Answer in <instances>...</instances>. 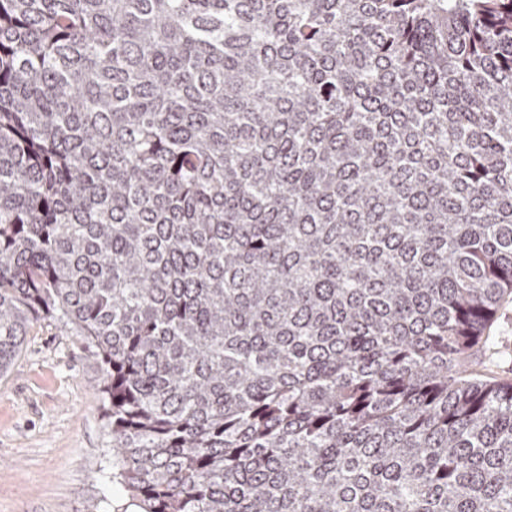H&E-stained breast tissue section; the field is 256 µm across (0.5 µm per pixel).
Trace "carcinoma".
I'll list each match as a JSON object with an SVG mask.
<instances>
[{"label": "carcinoma", "mask_w": 512, "mask_h": 512, "mask_svg": "<svg viewBox=\"0 0 512 512\" xmlns=\"http://www.w3.org/2000/svg\"><path fill=\"white\" fill-rule=\"evenodd\" d=\"M511 297L512 0H0V376L143 512H512ZM490 336H499L500 345L512 354V299L503 304L489 330Z\"/></svg>", "instance_id": "cac0c4a2"}]
</instances>
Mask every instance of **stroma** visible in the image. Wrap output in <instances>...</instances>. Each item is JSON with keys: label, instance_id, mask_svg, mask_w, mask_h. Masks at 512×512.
I'll list each match as a JSON object with an SVG mask.
<instances>
[{"label": "stroma", "instance_id": "35a3bbf8", "mask_svg": "<svg viewBox=\"0 0 512 512\" xmlns=\"http://www.w3.org/2000/svg\"><path fill=\"white\" fill-rule=\"evenodd\" d=\"M94 347L44 321L0 378V512H139L112 458Z\"/></svg>", "mask_w": 512, "mask_h": 512}]
</instances>
